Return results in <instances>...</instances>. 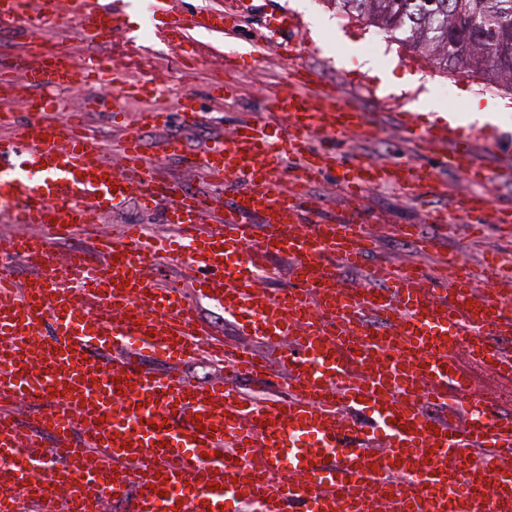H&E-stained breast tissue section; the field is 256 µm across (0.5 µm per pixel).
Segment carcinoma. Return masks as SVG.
<instances>
[{"label":"carcinoma","mask_w":512,"mask_h":512,"mask_svg":"<svg viewBox=\"0 0 512 512\" xmlns=\"http://www.w3.org/2000/svg\"><path fill=\"white\" fill-rule=\"evenodd\" d=\"M444 70L512 86V0H333Z\"/></svg>","instance_id":"obj_1"}]
</instances>
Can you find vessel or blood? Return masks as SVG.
<instances>
[{
	"label": "vessel or blood",
	"instance_id": "1",
	"mask_svg": "<svg viewBox=\"0 0 512 512\" xmlns=\"http://www.w3.org/2000/svg\"><path fill=\"white\" fill-rule=\"evenodd\" d=\"M0 0V23L25 20L23 52L37 56L43 31L58 22L78 36L111 38L122 18L107 0ZM221 13L208 8L155 25V36L183 49L191 32L222 34ZM28 67L15 98L28 120L0 136V209L12 223L38 225L33 236L0 235V472L12 492L0 512L30 503L36 512H105L115 500L133 512H512V419L477 397L474 371L512 384V351L496 338L512 326V301L485 293L469 305L477 282L505 271L491 258L473 266L457 255L431 274L414 264L365 268L356 282L343 272L364 268L374 238L364 222L280 224L275 214L298 210L308 185L335 167L331 151L312 153L315 132L369 138L377 128L340 88L296 72L270 99L282 118L277 135L241 125L195 156L191 169L210 179L243 183L216 226L200 235L206 195L169 189L167 236L151 241L136 226L120 238L101 231L103 216L136 197L150 205L152 171L140 129L160 127L161 112L143 113L127 128L123 169L101 154L84 115L59 120L44 87L63 88L96 72V54ZM418 152L473 181H487L472 139L443 117L410 127ZM303 164L277 187L283 158ZM429 170L409 160L366 157L346 165L341 182L355 195L375 185L413 189ZM93 250H73L56 266L54 247L75 234ZM175 261L197 290L224 310L266 352L227 345L150 269L159 255ZM284 256L296 289L271 294L265 259ZM35 265L30 282L11 275L16 261ZM184 363L200 353L223 364L224 375L201 389L176 372L150 376L140 355ZM279 372L287 387L271 398L240 391V375ZM52 401L36 432L21 434L20 409ZM447 408V421L426 402ZM371 412L363 433L357 419ZM57 445L36 474L39 433ZM123 466L112 480L91 456ZM233 469L235 481L218 474Z\"/></svg>",
	"mask_w": 512,
	"mask_h": 512
}]
</instances>
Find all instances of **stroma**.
Segmentation results:
<instances>
[{"label": "stroma", "instance_id": "stroma-1", "mask_svg": "<svg viewBox=\"0 0 512 512\" xmlns=\"http://www.w3.org/2000/svg\"><path fill=\"white\" fill-rule=\"evenodd\" d=\"M169 4L183 11L200 7L227 12L233 25L225 29L223 36L206 33L192 34V42L208 44L209 50L193 63H186L169 47L155 42L151 31L145 30L143 15L149 0H139L133 20L127 21L125 30L112 35L111 47L102 48L103 56L124 55L117 79L111 86L95 84L78 89H60L53 96L61 107L58 119H66L71 112L79 110L85 99L99 97L104 106L90 113L88 121L99 145L111 153H118L120 131L112 125V112L119 109L128 118L138 113L162 109L171 112L172 119L160 129H144L141 135L146 161L154 169L155 183L183 181L190 190L209 192L211 205L223 210L231 202L234 191L209 187L200 176L188 171L186 160L200 152L213 137L227 134L239 123L266 119L269 131H276L277 121L265 115L264 103L285 81L290 71L297 67L312 68L319 79L343 85L351 104L367 112L378 128L370 139L350 134L341 140L323 133L311 138L313 149L335 145L343 161L358 157L376 160L412 159L414 163L430 165L429 157L414 153L410 137L400 124L402 114H412L414 122L429 119L432 107L451 110L457 125L470 127L477 121L474 106H486L488 97L472 96L468 83H460L455 93L449 94L435 85L419 86V71L414 67L416 58L411 48L403 42H393V55L382 61L365 54L364 42L373 29L360 21L340 25L332 0H168ZM291 16L297 23L304 47L299 54L288 55L280 48L281 37L278 25L282 16ZM141 30L142 47L125 53L126 29ZM261 40L262 53L250 55L249 43ZM233 50L241 57V67L228 79L234 86L232 97L217 99L210 93V77L223 68L224 54ZM371 76L380 92L402 95L400 112L379 108L363 90L350 82L357 74ZM195 94L200 101V118L192 125L182 124L178 118L184 94ZM180 140L184 154L180 157L163 158L156 152L161 138ZM473 146L483 165L492 172L487 183H475L458 172L438 167L434 170L432 185H420L406 193L380 186L367 189L360 199L353 200L337 182L336 173L318 178L309 187L314 208L320 213L343 220L353 210H361L362 217L375 236L378 248L372 258L389 260L397 264L420 261L423 267H431L433 258L418 257L412 242L401 237L398 225H419L422 234L434 236L436 224L426 219L430 210L444 211L450 223L456 224L458 235L444 239V252H456L470 262L483 261L490 253H500L503 259L512 260V247L501 242L495 232V213L501 208H512V173L499 171L494 156L489 153L481 139H474ZM472 192L489 193L490 204L481 215L466 213L461 203ZM139 225L149 236L166 234L167 226L162 222L161 210L142 208L137 202H128L109 222L102 224L104 234H117L123 225Z\"/></svg>", "mask_w": 512, "mask_h": 512}]
</instances>
